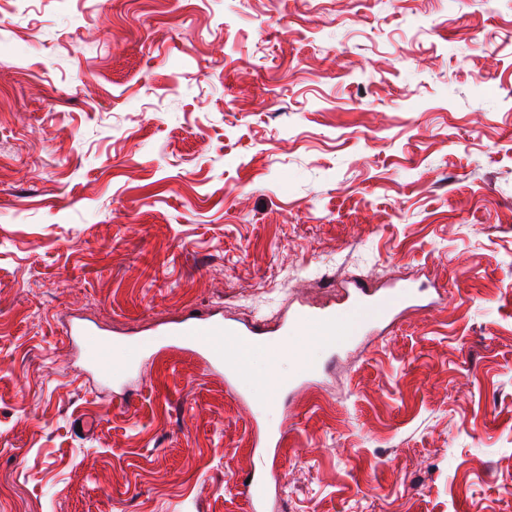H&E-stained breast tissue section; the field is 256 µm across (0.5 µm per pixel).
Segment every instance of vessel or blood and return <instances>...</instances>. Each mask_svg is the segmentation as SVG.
<instances>
[{"label": "vessel or blood", "instance_id": "vessel-or-blood-1", "mask_svg": "<svg viewBox=\"0 0 512 512\" xmlns=\"http://www.w3.org/2000/svg\"><path fill=\"white\" fill-rule=\"evenodd\" d=\"M415 289L405 286L390 288L352 282L345 302L338 308L322 311L297 309L291 312L286 325L299 331L312 325L323 327L330 347H341L348 339L362 335L385 322L400 306L415 300ZM70 333L89 354L92 372L105 383L124 386L142 357L141 350L122 344H112L99 331L78 325ZM172 345L200 358L207 368L222 371L224 384L235 388L242 364L228 365L224 354L233 351L248 355L266 341L264 332L257 327H240L212 317L189 315L168 333ZM280 472L270 468L260 474H251L249 483L243 484L242 493L249 512H262L264 490L267 484L279 481Z\"/></svg>", "mask_w": 512, "mask_h": 512}]
</instances>
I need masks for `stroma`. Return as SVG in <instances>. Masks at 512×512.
Listing matches in <instances>:
<instances>
[{
    "instance_id": "35a3bbf8",
    "label": "stroma",
    "mask_w": 512,
    "mask_h": 512,
    "mask_svg": "<svg viewBox=\"0 0 512 512\" xmlns=\"http://www.w3.org/2000/svg\"><path fill=\"white\" fill-rule=\"evenodd\" d=\"M512 0H0V512H512ZM38 170L30 178V170ZM442 293L281 394L173 349L127 401L71 323L278 334ZM288 446L257 448L266 424ZM345 302L338 308L322 311L297 309L286 325L299 331L312 325L327 332L328 347L339 349L348 339L359 336L385 322L400 306L417 298L418 292L405 286L374 287L353 281ZM250 478L249 483H246ZM280 480V472L277 468H270L261 474L255 472L246 474L241 479L242 493L248 504V511L262 512L264 507V490L267 484L277 483Z\"/></svg>"
}]
</instances>
